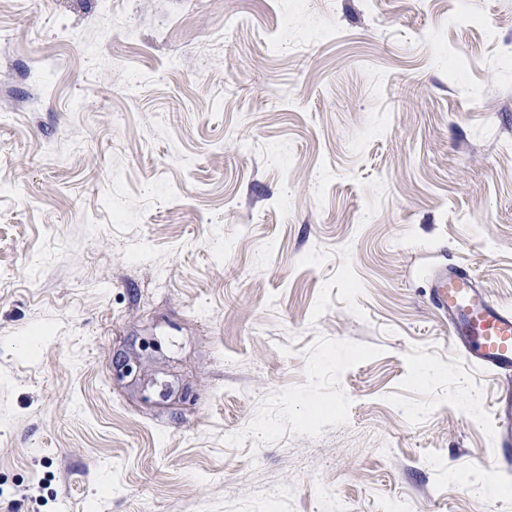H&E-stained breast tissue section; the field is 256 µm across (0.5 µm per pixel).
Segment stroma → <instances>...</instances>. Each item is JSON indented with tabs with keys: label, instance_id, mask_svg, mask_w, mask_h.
I'll return each mask as SVG.
<instances>
[{
	"label": "stroma",
	"instance_id": "35a3bbf8",
	"mask_svg": "<svg viewBox=\"0 0 512 512\" xmlns=\"http://www.w3.org/2000/svg\"><path fill=\"white\" fill-rule=\"evenodd\" d=\"M448 264L512 0H0V512H512Z\"/></svg>",
	"mask_w": 512,
	"mask_h": 512
}]
</instances>
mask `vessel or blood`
Returning a JSON list of instances; mask_svg holds the SVG:
<instances>
[{
	"label": "vessel or blood",
	"mask_w": 512,
	"mask_h": 512,
	"mask_svg": "<svg viewBox=\"0 0 512 512\" xmlns=\"http://www.w3.org/2000/svg\"><path fill=\"white\" fill-rule=\"evenodd\" d=\"M433 300L448 319L463 360L483 373L512 379V307L487 300L475 277L455 266L432 273ZM494 444L502 465L512 464V391L495 402Z\"/></svg>",
	"instance_id": "1"
}]
</instances>
